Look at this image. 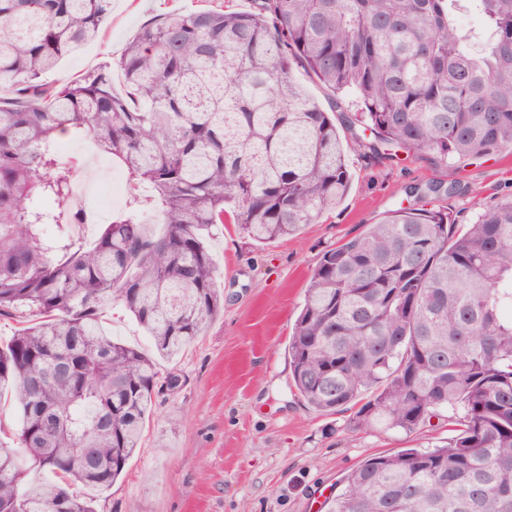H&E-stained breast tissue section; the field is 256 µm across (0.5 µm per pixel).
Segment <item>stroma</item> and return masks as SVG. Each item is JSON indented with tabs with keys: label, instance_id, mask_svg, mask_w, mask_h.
Masks as SVG:
<instances>
[{
	"label": "stroma",
	"instance_id": "1",
	"mask_svg": "<svg viewBox=\"0 0 512 512\" xmlns=\"http://www.w3.org/2000/svg\"><path fill=\"white\" fill-rule=\"evenodd\" d=\"M251 7V0H112L98 36L65 57L49 78L70 80L117 61L157 14ZM61 156L78 176L96 182L118 169L77 139H65ZM348 165L345 198L298 235L257 246L235 225L214 229L209 247L224 311L185 352L161 361V373L181 375L182 386L158 397L141 448L117 482L97 494V512H324L325 498L367 456L428 450L447 440L442 416L410 434L351 430V412L318 414L291 387L288 336L322 253L409 204L408 186L424 189L445 178L430 154L400 148L377 156L352 150ZM458 179L465 193L442 204L467 224L477 217L475 199L490 204L512 187V151L465 162Z\"/></svg>",
	"mask_w": 512,
	"mask_h": 512
}]
</instances>
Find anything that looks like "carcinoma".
Wrapping results in <instances>:
<instances>
[{"label":"carcinoma","mask_w":512,"mask_h":512,"mask_svg":"<svg viewBox=\"0 0 512 512\" xmlns=\"http://www.w3.org/2000/svg\"><path fill=\"white\" fill-rule=\"evenodd\" d=\"M249 12L167 11L114 65L50 83L112 0H0V512H94L163 391L158 359L224 310L206 244L235 224L255 245L299 233L346 196L336 124L294 68L353 99L372 154L398 144L453 159L512 150V0H252ZM471 8L481 30L463 31ZM86 139L120 162L129 195L94 238L75 231L73 165ZM121 303L152 351L107 334ZM292 386L356 429L415 431L459 408L433 450L369 456L328 512H512V193L459 225L400 207L326 250L288 337Z\"/></svg>","instance_id":"obj_1"}]
</instances>
